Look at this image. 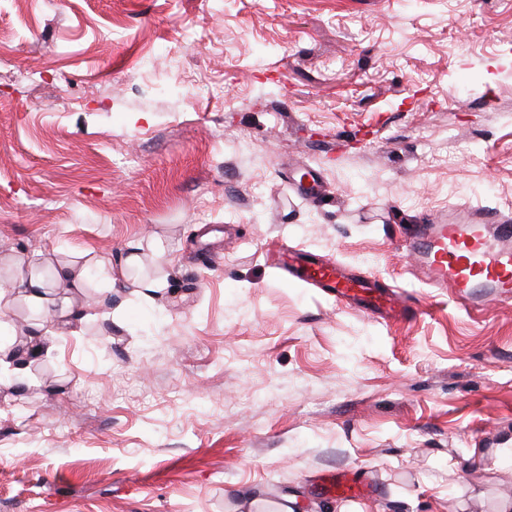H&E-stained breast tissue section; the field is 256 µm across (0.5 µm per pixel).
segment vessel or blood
<instances>
[{
  "label": "vessel or blood",
  "mask_w": 512,
  "mask_h": 512,
  "mask_svg": "<svg viewBox=\"0 0 512 512\" xmlns=\"http://www.w3.org/2000/svg\"><path fill=\"white\" fill-rule=\"evenodd\" d=\"M413 274L425 286L449 291L469 311L512 299V219L473 215L466 222L432 218L414 225L407 243ZM278 267L291 279L323 289L339 301L378 314L388 321L410 314L407 297L398 290L375 288L348 274L336 262L319 261L286 248ZM324 489L340 499L367 496L370 485L356 471L326 476Z\"/></svg>",
  "instance_id": "b4317fda"
}]
</instances>
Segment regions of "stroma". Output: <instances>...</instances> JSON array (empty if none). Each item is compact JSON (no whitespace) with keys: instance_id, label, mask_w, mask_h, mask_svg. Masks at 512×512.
I'll list each match as a JSON object with an SVG mask.
<instances>
[{"instance_id":"stroma-1","label":"stroma","mask_w":512,"mask_h":512,"mask_svg":"<svg viewBox=\"0 0 512 512\" xmlns=\"http://www.w3.org/2000/svg\"><path fill=\"white\" fill-rule=\"evenodd\" d=\"M464 208L512 213V0H0V256L173 258L0 385V512H497L512 301L405 247ZM286 245L417 314L286 279ZM354 467L371 497L323 494Z\"/></svg>"}]
</instances>
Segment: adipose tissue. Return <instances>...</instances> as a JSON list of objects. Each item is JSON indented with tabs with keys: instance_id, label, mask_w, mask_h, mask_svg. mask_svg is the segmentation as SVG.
Listing matches in <instances>:
<instances>
[{
	"instance_id": "obj_1",
	"label": "adipose tissue",
	"mask_w": 512,
	"mask_h": 512,
	"mask_svg": "<svg viewBox=\"0 0 512 512\" xmlns=\"http://www.w3.org/2000/svg\"><path fill=\"white\" fill-rule=\"evenodd\" d=\"M141 244L135 243L120 266H113L89 250H76L65 257H46L37 262L11 257L15 271L7 288L0 289V311H9L12 304L22 302L30 307L45 311L54 304L52 289L62 288L78 292L87 287L96 288L102 301H110L112 288L118 277L143 263ZM52 271V279H45V271ZM52 333L36 329L30 334L24 351H15L11 341L0 336V385L25 384L30 380V366L34 358L49 353Z\"/></svg>"
}]
</instances>
